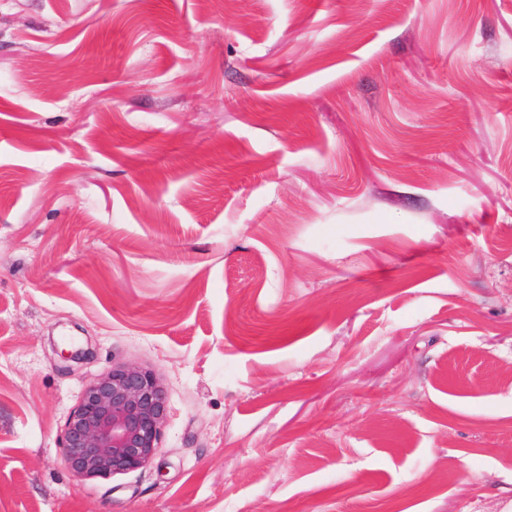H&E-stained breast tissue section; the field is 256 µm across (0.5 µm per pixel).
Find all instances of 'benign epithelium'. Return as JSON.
<instances>
[{
  "label": "benign epithelium",
  "instance_id": "obj_1",
  "mask_svg": "<svg viewBox=\"0 0 512 512\" xmlns=\"http://www.w3.org/2000/svg\"><path fill=\"white\" fill-rule=\"evenodd\" d=\"M169 416L164 380L114 364L90 379L61 434L64 464L79 482L107 480L152 465Z\"/></svg>",
  "mask_w": 512,
  "mask_h": 512
}]
</instances>
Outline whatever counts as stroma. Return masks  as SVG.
<instances>
[{"label":"stroma","mask_w":512,"mask_h":512,"mask_svg":"<svg viewBox=\"0 0 512 512\" xmlns=\"http://www.w3.org/2000/svg\"><path fill=\"white\" fill-rule=\"evenodd\" d=\"M0 512H512V0H0ZM169 416L164 380L128 364L90 379L68 415L60 446L79 482L107 480L152 465Z\"/></svg>","instance_id":"1"}]
</instances>
